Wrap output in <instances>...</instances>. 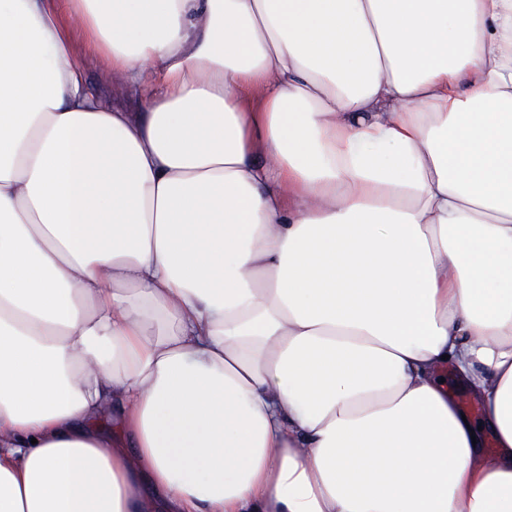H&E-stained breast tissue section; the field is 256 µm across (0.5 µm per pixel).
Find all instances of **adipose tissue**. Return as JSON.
I'll list each match as a JSON object with an SVG mask.
<instances>
[{"label":"adipose tissue","instance_id":"ef3b65f1","mask_svg":"<svg viewBox=\"0 0 512 512\" xmlns=\"http://www.w3.org/2000/svg\"><path fill=\"white\" fill-rule=\"evenodd\" d=\"M0 512H512V0H0ZM72 39L76 49L74 61L82 71L87 90L110 108L123 112H144L139 88L121 72L113 73L110 80L102 79V58L85 47L79 29L73 31Z\"/></svg>","mask_w":512,"mask_h":512}]
</instances>
